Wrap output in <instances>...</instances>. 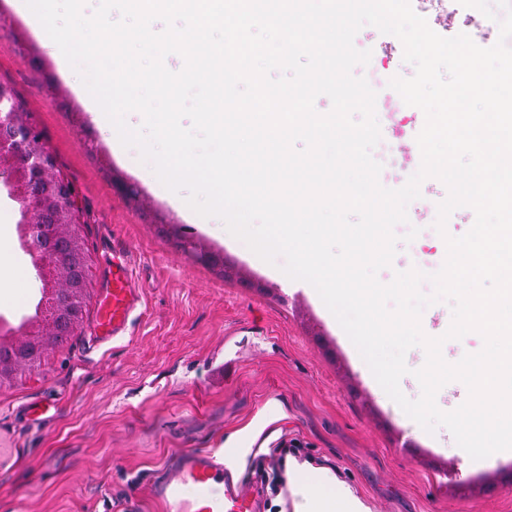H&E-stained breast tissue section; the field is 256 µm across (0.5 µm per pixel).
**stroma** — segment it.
I'll return each mask as SVG.
<instances>
[{"label": "stroma", "mask_w": 512, "mask_h": 512, "mask_svg": "<svg viewBox=\"0 0 512 512\" xmlns=\"http://www.w3.org/2000/svg\"><path fill=\"white\" fill-rule=\"evenodd\" d=\"M354 45L392 49L374 89L394 111L372 155L382 162L393 143L408 157L407 168L384 165L380 174L397 189L420 168L425 115L388 82L415 69L401 41L374 26H363ZM79 79L63 76L13 0H0V83L15 91L75 193L86 256L82 324L39 368H18L0 388V512H162L153 478L190 448L236 454L245 477L257 458L270 467L287 454L330 471L371 512H512V469L502 457L474 469L453 445L431 448L324 303L286 287V275L273 274L220 218L186 219L138 149L113 152L117 133L85 111L71 88ZM420 193L428 210H408L378 279L416 268L427 273L421 290L429 294V276L446 257L434 224L448 191L428 178ZM413 226L418 236L404 242ZM116 243L132 252L144 299L124 339L89 352ZM29 262L14 205L1 194L0 268ZM46 393L58 408L33 419L27 406Z\"/></svg>", "instance_id": "stroma-1"}]
</instances>
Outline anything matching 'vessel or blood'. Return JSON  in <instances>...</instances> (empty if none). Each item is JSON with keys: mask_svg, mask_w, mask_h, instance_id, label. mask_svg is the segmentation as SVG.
<instances>
[{"mask_svg": "<svg viewBox=\"0 0 512 512\" xmlns=\"http://www.w3.org/2000/svg\"><path fill=\"white\" fill-rule=\"evenodd\" d=\"M125 250L112 253V279L97 308L100 342L126 336L141 305ZM150 493L166 512H265L266 492L260 477L234 480L220 456L209 450L178 454L153 481Z\"/></svg>", "mask_w": 512, "mask_h": 512, "instance_id": "obj_1", "label": "vessel or blood"}]
</instances>
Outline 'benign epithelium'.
I'll return each mask as SVG.
<instances>
[{
  "instance_id": "obj_1",
  "label": "benign epithelium",
  "mask_w": 512,
  "mask_h": 512,
  "mask_svg": "<svg viewBox=\"0 0 512 512\" xmlns=\"http://www.w3.org/2000/svg\"><path fill=\"white\" fill-rule=\"evenodd\" d=\"M18 205V223L24 225L20 245L36 259L40 280L57 282L56 289L41 301V321L50 327L57 314L56 296L82 293L60 271L57 256L39 251L47 237H66L75 251L82 248L80 221L72 189L55 172L51 156L35 127L28 122L12 89L0 84V191Z\"/></svg>"
}]
</instances>
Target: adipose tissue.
Segmentation results:
<instances>
[{
    "instance_id": "1",
    "label": "adipose tissue",
    "mask_w": 512,
    "mask_h": 512,
    "mask_svg": "<svg viewBox=\"0 0 512 512\" xmlns=\"http://www.w3.org/2000/svg\"><path fill=\"white\" fill-rule=\"evenodd\" d=\"M290 469L304 494L316 501V512H370L369 507L360 502L349 487L328 471L296 462L291 464Z\"/></svg>"
}]
</instances>
